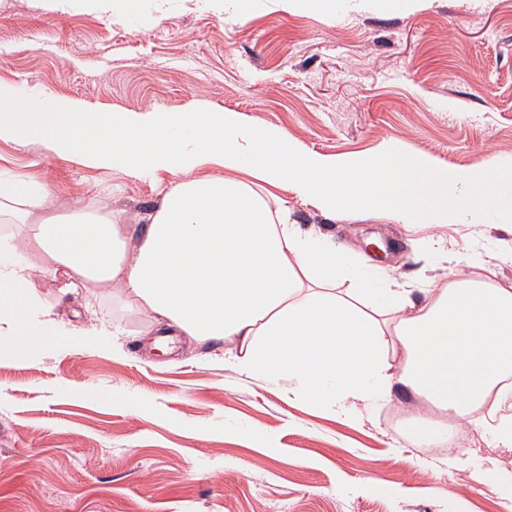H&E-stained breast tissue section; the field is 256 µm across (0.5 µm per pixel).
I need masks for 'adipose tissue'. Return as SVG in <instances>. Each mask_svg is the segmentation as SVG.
I'll list each match as a JSON object with an SVG mask.
<instances>
[{
  "label": "adipose tissue",
  "mask_w": 512,
  "mask_h": 512,
  "mask_svg": "<svg viewBox=\"0 0 512 512\" xmlns=\"http://www.w3.org/2000/svg\"><path fill=\"white\" fill-rule=\"evenodd\" d=\"M1 140L130 178H177L153 210L130 216L70 206L49 181L0 172V222L24 227L23 238L0 235L1 353L36 360L104 342L103 330L60 320L41 290L115 288L160 331L232 343L241 372L287 380L340 416L398 386L431 405L407 417L423 442L465 421L512 447V281L456 276L420 303L363 282L339 294L343 255L256 192L286 188L331 217L471 224L512 213V159L448 168L393 143L328 157L233 111L89 112L68 100L50 112L3 84ZM208 164L223 175H201Z\"/></svg>",
  "instance_id": "obj_1"
}]
</instances>
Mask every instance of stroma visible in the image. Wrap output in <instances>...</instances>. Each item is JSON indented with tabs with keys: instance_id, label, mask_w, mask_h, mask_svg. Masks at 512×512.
Masks as SVG:
<instances>
[{
	"instance_id": "35a3bbf8",
	"label": "stroma",
	"mask_w": 512,
	"mask_h": 512,
	"mask_svg": "<svg viewBox=\"0 0 512 512\" xmlns=\"http://www.w3.org/2000/svg\"><path fill=\"white\" fill-rule=\"evenodd\" d=\"M0 82L92 112H177L203 99L326 156L393 141L466 167L512 157V0L334 18L256 0L242 20L200 0H169L162 16L154 0L108 16L84 0L58 11L0 0ZM0 170L48 180L72 204L135 214L171 180L3 142ZM274 194L291 223L326 236L374 287L398 283L422 300L461 253L475 261L467 275L488 266L512 280L498 260L512 226L494 214L408 226L372 212L329 218L290 191ZM88 310L110 330L109 347L0 362V512H512V496L482 478L494 469L512 479V450L485 427L463 423L426 446L404 423L412 396L393 393L347 419L286 381L241 374L224 343L184 336L172 353L151 349L147 318L116 290H82L58 307L73 324Z\"/></svg>"
}]
</instances>
